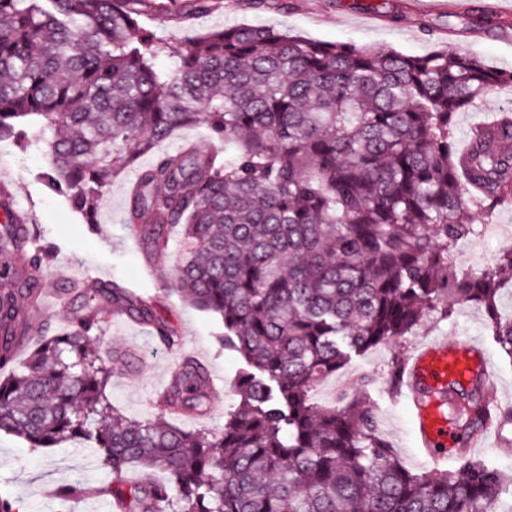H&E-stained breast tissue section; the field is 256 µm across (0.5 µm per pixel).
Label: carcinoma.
I'll return each mask as SVG.
<instances>
[{
	"instance_id": "1",
	"label": "carcinoma",
	"mask_w": 512,
	"mask_h": 512,
	"mask_svg": "<svg viewBox=\"0 0 512 512\" xmlns=\"http://www.w3.org/2000/svg\"><path fill=\"white\" fill-rule=\"evenodd\" d=\"M142 0H0V139L50 133L48 186L93 221L124 169L182 126L205 124L210 144L161 155L140 172L132 219L147 245L179 232V291L224 326V345L253 368L236 382L224 426L188 432L134 420L112 405L114 362L91 349L100 299L178 336L149 299L116 283L74 284L85 312L32 344L0 377V434L33 453L64 443L89 450L111 476L103 496L124 512H512L505 474L463 454L452 471L407 469L363 397L321 408L312 387L361 355L457 307L486 314L512 359V250L481 269L456 244L512 204V112L454 146V115L512 72L436 50L326 43L263 26H232L176 43L144 25ZM172 59L164 69L157 61ZM0 225V250L18 246ZM29 281L0 297V364L30 339L16 309ZM157 408L209 409L207 373L187 360ZM459 439L512 424L484 384H448ZM168 476L160 479L156 471ZM71 509L91 491L56 485Z\"/></svg>"
}]
</instances>
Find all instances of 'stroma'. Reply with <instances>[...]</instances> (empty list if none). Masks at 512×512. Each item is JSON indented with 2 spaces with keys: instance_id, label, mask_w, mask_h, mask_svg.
Segmentation results:
<instances>
[{
  "instance_id": "35a3bbf8",
  "label": "stroma",
  "mask_w": 512,
  "mask_h": 512,
  "mask_svg": "<svg viewBox=\"0 0 512 512\" xmlns=\"http://www.w3.org/2000/svg\"><path fill=\"white\" fill-rule=\"evenodd\" d=\"M188 2L170 0L161 20L152 18L153 6L147 2L142 8V21L157 36L172 42L228 25H263L312 40L390 47L412 55L438 49L469 52L482 56L498 70L512 71V42L503 40L504 33L512 34V0H468L470 6L508 21L504 30L466 26L457 11L422 6L418 0H209L206 10L183 22L179 16ZM503 111H512L510 86L484 98L482 108L457 112L454 130L458 149L466 148L473 126ZM49 168L45 142L21 147L10 139L0 141V176L12 180L16 205L32 212L29 246L51 255L37 275L44 289L59 295L60 303L44 312L41 332L50 335L64 328L83 305L82 298L67 294V281L54 277L55 266L68 265L78 280L93 274L103 282L138 283L139 294L156 298L159 316L182 342L174 347L163 345L150 327L122 317L104 324L93 345L118 360V373L110 388L113 404L129 418H154L152 399L160 383L170 381L182 359L190 357L208 370L213 381L223 382L224 390L213 396L208 419L174 415L170 421L186 431L223 425L224 411L235 400L234 380L247 363L222 345L218 319L189 306L177 292L176 272L181 258L178 239H171L165 254L150 262L145 260L144 244L135 237L130 224L127 189L133 171H125L112 181L99 200L96 222L90 225L65 196L48 188L44 174ZM508 250H512V236L504 234L479 233L457 245L461 260L475 270ZM148 262L156 276L144 281L140 273ZM435 338L468 341L478 348L487 359L497 387L499 407L512 409V361L494 342L484 312L474 307L459 308L450 320L428 323L415 335L353 356L343 369L348 376L344 387L329 396L319 391L314 394L326 408L345 398L366 395L382 437L402 464L415 472H434L438 466L419 452L412 405L402 392L392 391L390 377L395 362L407 360L422 344ZM66 478L95 485L107 482L109 476L88 452L73 446L35 454L21 439L0 436V488L21 501L23 512H59L57 503L44 501L43 490Z\"/></svg>"
}]
</instances>
